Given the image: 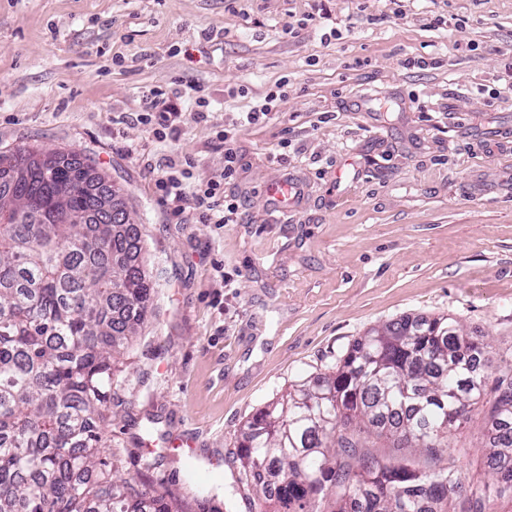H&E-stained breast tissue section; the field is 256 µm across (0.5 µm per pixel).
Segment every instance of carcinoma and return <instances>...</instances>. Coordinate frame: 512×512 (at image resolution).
Masks as SVG:
<instances>
[{
    "mask_svg": "<svg viewBox=\"0 0 512 512\" xmlns=\"http://www.w3.org/2000/svg\"><path fill=\"white\" fill-rule=\"evenodd\" d=\"M43 155L0 151V512H188L102 459L115 360L156 293L125 190L87 158L55 151L47 169ZM483 355L449 317L369 331L248 418L237 485L275 512H492L512 501V356L495 372L488 478L465 481L448 448L484 395Z\"/></svg>",
    "mask_w": 512,
    "mask_h": 512,
    "instance_id": "obj_1",
    "label": "carcinoma"
}]
</instances>
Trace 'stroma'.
<instances>
[{
  "instance_id": "1",
  "label": "stroma",
  "mask_w": 512,
  "mask_h": 512,
  "mask_svg": "<svg viewBox=\"0 0 512 512\" xmlns=\"http://www.w3.org/2000/svg\"><path fill=\"white\" fill-rule=\"evenodd\" d=\"M154 90L176 138L138 120ZM19 147L130 194L160 288L103 458L190 512H265L234 487L244 423L370 328L444 315L512 353V0H0V148ZM174 167L220 182L238 222L176 212ZM488 409L451 441L470 479Z\"/></svg>"
}]
</instances>
